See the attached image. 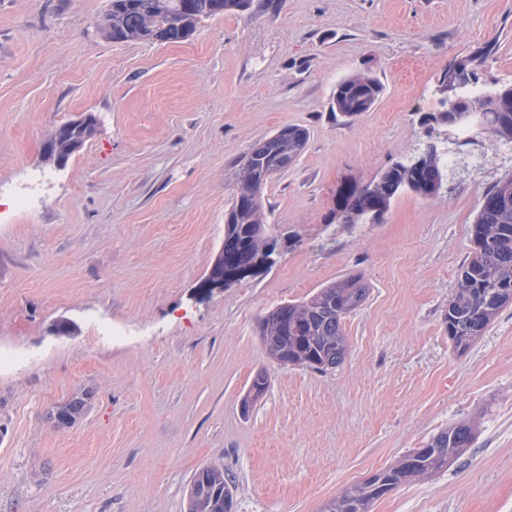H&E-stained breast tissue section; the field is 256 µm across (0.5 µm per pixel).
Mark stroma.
<instances>
[{
  "label": "stroma",
  "mask_w": 512,
  "mask_h": 512,
  "mask_svg": "<svg viewBox=\"0 0 512 512\" xmlns=\"http://www.w3.org/2000/svg\"><path fill=\"white\" fill-rule=\"evenodd\" d=\"M109 4L0 0V512H184L211 463L233 512H322L459 421L473 448L372 512H512V303L463 353L444 322L512 143L475 132L436 197L333 217L343 182L425 140L449 64L493 40L475 75L512 84V0H252L173 44L107 40ZM361 73L383 92L347 124L330 97ZM86 113L94 135L46 164L56 126ZM291 125L307 146L261 193L274 264L202 287L236 162ZM350 275L368 296L344 363L272 361L261 319Z\"/></svg>",
  "instance_id": "35a3bbf8"
}]
</instances>
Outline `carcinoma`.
I'll use <instances>...</instances> for the list:
<instances>
[{
  "label": "carcinoma",
  "mask_w": 512,
  "mask_h": 512,
  "mask_svg": "<svg viewBox=\"0 0 512 512\" xmlns=\"http://www.w3.org/2000/svg\"><path fill=\"white\" fill-rule=\"evenodd\" d=\"M251 0H111L106 24L101 31L114 42L150 40L156 33L170 35L180 42L195 31L204 18L226 12L243 11ZM475 58L463 60L458 77L457 96H448V73L439 78L438 109L428 121L442 127L485 131L512 142V101L501 97L498 87L470 82L467 67ZM382 93V85L370 76L358 74L340 80L332 95V109L351 123L371 108ZM460 98L481 100L483 120L473 125ZM86 126L52 138L46 164L54 166L72 157L94 134ZM288 136L276 131L258 141L242 156L236 172L237 191L224 220V265L231 266L244 256L266 263L268 253L265 216L260 200L264 186L287 171L283 158L299 157L309 135L302 127H287ZM449 150L436 142L418 144L402 160L393 164L365 185L345 184L339 190L335 219L348 228L366 219H378L392 200L410 191L424 198L439 194L448 177ZM474 251L459 269L454 294L448 301L445 322L448 339L464 352L512 301V172L509 171L482 196L471 226ZM368 288L352 275L321 288L309 299L288 303L271 311L261 324L260 336L269 356L278 362L313 368L335 369L347 354L343 319L359 307ZM475 435L466 423L451 425L433 436L422 447L412 450L397 465L381 471L362 483L349 486L324 506V512H371L372 504L397 487L430 475L462 456L472 447ZM187 496L185 512H232L233 499L224 497V468L210 465L197 471Z\"/></svg>",
  "instance_id": "cac0c4a2"
}]
</instances>
